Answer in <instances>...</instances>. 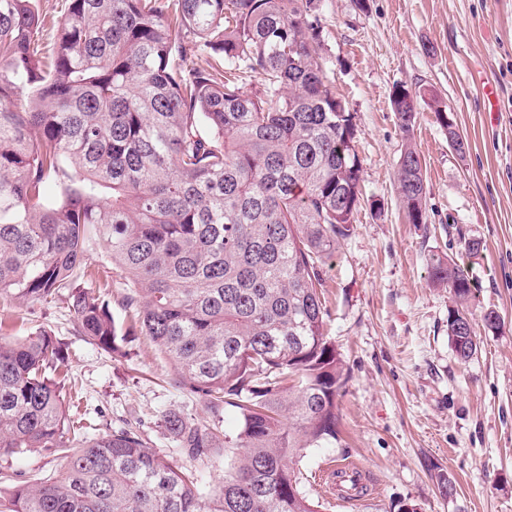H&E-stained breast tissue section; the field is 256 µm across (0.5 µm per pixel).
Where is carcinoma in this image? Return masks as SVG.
<instances>
[{
    "label": "carcinoma",
    "instance_id": "obj_1",
    "mask_svg": "<svg viewBox=\"0 0 512 512\" xmlns=\"http://www.w3.org/2000/svg\"><path fill=\"white\" fill-rule=\"evenodd\" d=\"M318 0H69L44 50L39 0H0V299H66L78 331L116 353L127 333L78 281L100 241L125 281L121 306L203 404L161 427L188 456H224L217 495L132 427L72 446L69 353L46 331L0 336V458L66 459L52 479L0 489V512H319L296 460L336 439L345 374L326 332L321 265L354 229L362 165L354 113L322 54ZM205 60L186 66L187 49ZM260 88L247 92L243 80ZM393 91L410 136L417 100ZM452 128L450 146L468 143ZM399 199L425 223L426 183L402 145ZM448 287V340L472 357V284ZM238 426L229 435L222 414ZM343 498L365 494L336 473Z\"/></svg>",
    "mask_w": 512,
    "mask_h": 512
}]
</instances>
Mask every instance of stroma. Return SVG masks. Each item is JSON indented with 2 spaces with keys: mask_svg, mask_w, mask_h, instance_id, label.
Here are the masks:
<instances>
[{
  "mask_svg": "<svg viewBox=\"0 0 512 512\" xmlns=\"http://www.w3.org/2000/svg\"><path fill=\"white\" fill-rule=\"evenodd\" d=\"M322 46L336 92L353 112L362 162L354 230L323 269L327 332L343 361L336 441L297 460L302 491L321 512H512V0H320ZM494 83L498 105L482 88ZM442 98L469 143L458 155L420 102L411 138L426 173V221L408 223L396 190L404 137L395 86ZM481 248L469 253L466 245ZM469 275L477 351L460 361L448 340L447 288L428 280L430 253ZM86 262L108 282L101 299L117 323L123 279L104 247ZM500 317L488 330V311ZM0 321L22 338L44 330L66 342L78 396L70 417L91 437L122 423L174 461L182 456L160 421L201 405L174 383V367L143 336L111 354L75 331L64 298L0 301ZM363 467L368 490L326 495L330 464ZM61 456L34 448L0 459V484L53 476ZM453 477L441 494L438 472Z\"/></svg>",
  "mask_w": 512,
  "mask_h": 512,
  "instance_id": "35a3bbf8",
  "label": "stroma"
}]
</instances>
